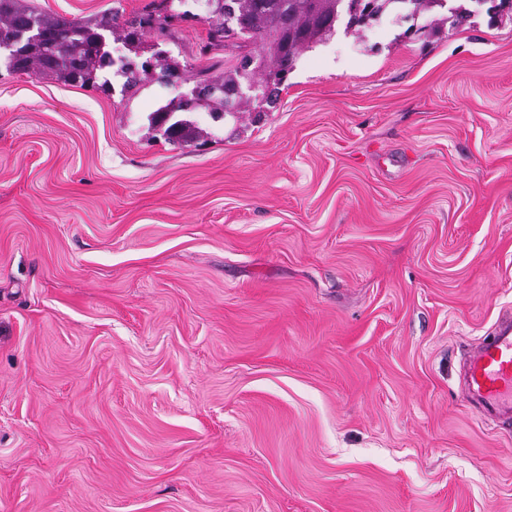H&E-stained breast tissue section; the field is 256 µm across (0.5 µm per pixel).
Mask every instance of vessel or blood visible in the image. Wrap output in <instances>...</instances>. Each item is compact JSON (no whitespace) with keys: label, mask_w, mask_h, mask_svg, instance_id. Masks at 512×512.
<instances>
[{"label":"vessel or blood","mask_w":512,"mask_h":512,"mask_svg":"<svg viewBox=\"0 0 512 512\" xmlns=\"http://www.w3.org/2000/svg\"><path fill=\"white\" fill-rule=\"evenodd\" d=\"M467 386L487 412L512 417V318L495 328L469 356Z\"/></svg>","instance_id":"obj_1"}]
</instances>
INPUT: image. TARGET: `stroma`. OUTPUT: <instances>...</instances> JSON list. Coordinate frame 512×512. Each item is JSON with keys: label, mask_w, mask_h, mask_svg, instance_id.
<instances>
[{"label": "stroma", "mask_w": 512, "mask_h": 512, "mask_svg": "<svg viewBox=\"0 0 512 512\" xmlns=\"http://www.w3.org/2000/svg\"><path fill=\"white\" fill-rule=\"evenodd\" d=\"M185 8L167 50L223 70ZM194 85L0 61V512H512L463 380L512 312V12L337 24L176 146L148 116Z\"/></svg>", "instance_id": "35a3bbf8"}]
</instances>
